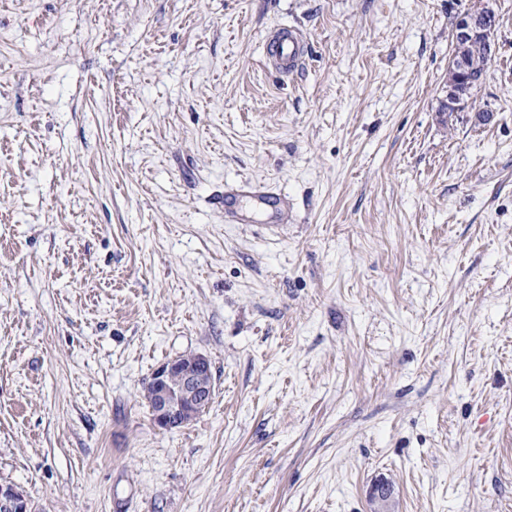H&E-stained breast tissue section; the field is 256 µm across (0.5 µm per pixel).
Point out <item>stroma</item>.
I'll list each match as a JSON object with an SVG mask.
<instances>
[{
  "instance_id": "1",
  "label": "stroma",
  "mask_w": 512,
  "mask_h": 512,
  "mask_svg": "<svg viewBox=\"0 0 512 512\" xmlns=\"http://www.w3.org/2000/svg\"><path fill=\"white\" fill-rule=\"evenodd\" d=\"M485 3L497 54L451 115ZM241 182L290 210L226 222ZM186 353L212 402L162 430L142 391ZM381 478L385 512H512V0H0V484L374 512ZM499 26L497 13L487 7L469 10L459 15L453 29V53L448 63V112H465L472 105L474 90L471 83L469 50L477 57L476 68L471 76L476 85H481L483 68L481 48L486 62L494 59L497 46L495 33ZM480 46V47H478ZM306 49L303 33L293 26L279 28L267 44L269 59L277 65L276 71L283 74L293 73L303 63Z\"/></svg>"
}]
</instances>
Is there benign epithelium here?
<instances>
[{
  "label": "benign epithelium",
  "instance_id": "obj_1",
  "mask_svg": "<svg viewBox=\"0 0 512 512\" xmlns=\"http://www.w3.org/2000/svg\"><path fill=\"white\" fill-rule=\"evenodd\" d=\"M497 13L487 7L459 15L453 29V53L448 63V111L464 112L472 105L469 50L484 49L486 62L494 59ZM149 385L155 390L152 407L154 424L170 430L189 424L206 411L213 394L211 363L207 356L195 354L188 359L173 357L152 373ZM0 512H32L28 499L12 485H0Z\"/></svg>",
  "mask_w": 512,
  "mask_h": 512
}]
</instances>
